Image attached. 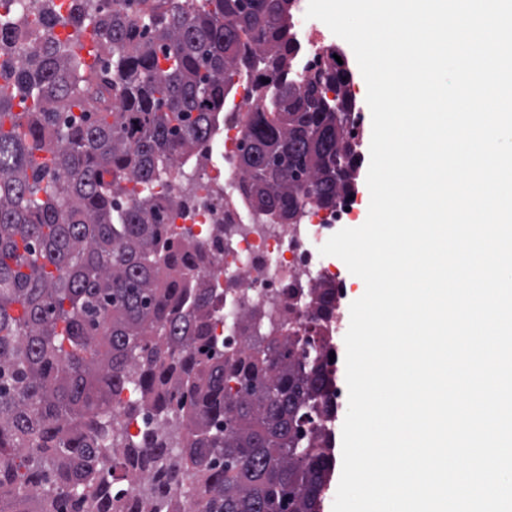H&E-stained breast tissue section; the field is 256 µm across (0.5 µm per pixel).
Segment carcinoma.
<instances>
[{"instance_id":"1","label":"carcinoma","mask_w":512,"mask_h":512,"mask_svg":"<svg viewBox=\"0 0 512 512\" xmlns=\"http://www.w3.org/2000/svg\"><path fill=\"white\" fill-rule=\"evenodd\" d=\"M30 0L51 33L91 32L100 66L46 38L0 69V512H319L335 388L313 325L263 329L236 353L209 335L223 291L152 195L220 126L242 71L259 102L239 152L243 202L278 224L354 196L349 133L319 81L295 83L294 0ZM347 85L344 65L322 64ZM24 106L14 114V101ZM129 392L131 435L112 416Z\"/></svg>"}]
</instances>
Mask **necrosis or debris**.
Here are the masks:
<instances>
[{
    "label": "necrosis or debris",
    "instance_id": "obj_1",
    "mask_svg": "<svg viewBox=\"0 0 512 512\" xmlns=\"http://www.w3.org/2000/svg\"><path fill=\"white\" fill-rule=\"evenodd\" d=\"M0 17L17 29L12 45L0 52V60H25L43 33L27 0H0ZM236 83L237 93L220 138L206 149L207 164L190 180L183 170H174L152 192L161 201L184 190L190 192V203L169 211V224L178 232L191 230L193 242L203 253L201 275L219 288L226 279L234 280L233 290L214 319V332L224 337L230 349L244 350L252 345L251 333L245 328L251 312H261L267 322L296 327L308 323L311 309L303 302H289L288 288L308 289L321 281H333L319 249L331 237L334 224L346 221L347 213L314 207L302 223L272 224L243 204L244 179L237 157L244 128L255 110V88L247 75Z\"/></svg>",
    "mask_w": 512,
    "mask_h": 512
}]
</instances>
